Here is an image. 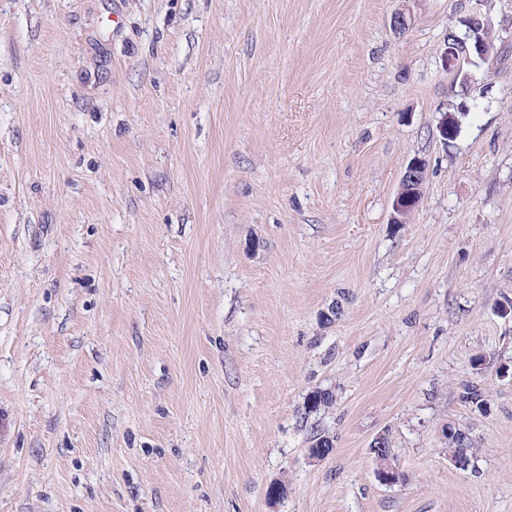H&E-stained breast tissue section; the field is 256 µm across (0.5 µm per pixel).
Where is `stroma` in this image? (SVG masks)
<instances>
[{"mask_svg":"<svg viewBox=\"0 0 512 512\" xmlns=\"http://www.w3.org/2000/svg\"><path fill=\"white\" fill-rule=\"evenodd\" d=\"M400 5L0 0V512H512V0L448 143ZM428 163L420 156L407 162L401 176L399 188L391 203L390 223L404 224L418 207L426 178ZM460 430V429H458ZM461 433L458 435H450L452 432L448 427V456H458L464 462V466L469 465L471 459L474 457V448L469 435L460 430ZM380 450L376 451L375 462L377 465L376 475L382 483L386 485H394L399 483V475L402 473L394 464L391 452L386 453L383 446L379 445Z\"/></svg>","mask_w":512,"mask_h":512,"instance_id":"stroma-1","label":"stroma"}]
</instances>
